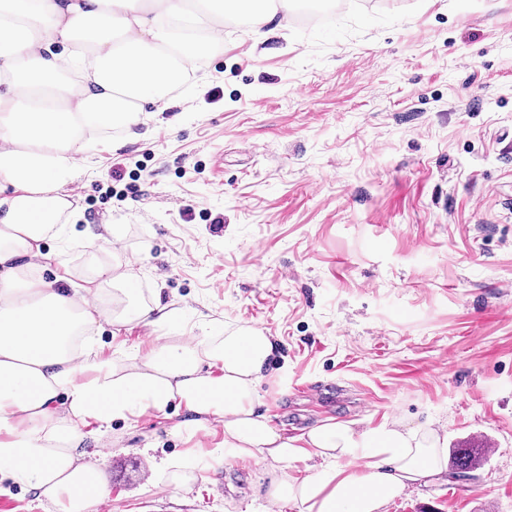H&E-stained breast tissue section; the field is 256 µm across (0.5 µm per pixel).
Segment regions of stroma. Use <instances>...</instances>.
Returning <instances> with one entry per match:
<instances>
[{
	"mask_svg": "<svg viewBox=\"0 0 512 512\" xmlns=\"http://www.w3.org/2000/svg\"><path fill=\"white\" fill-rule=\"evenodd\" d=\"M338 2L313 27L225 29L182 107L97 145L69 187L75 235L43 249L76 285L134 268L142 303L186 311L161 335L273 336L259 394L287 434L400 417L486 447L386 512H512V0ZM157 332L104 333L100 353ZM185 416L113 422L110 512H300L230 457L159 484ZM485 452L486 448H467L464 451L458 452L453 458L452 469L456 470L455 473L458 474V477L464 476L461 474H465L475 468Z\"/></svg>",
	"mask_w": 512,
	"mask_h": 512,
	"instance_id": "stroma-1",
	"label": "stroma"
}]
</instances>
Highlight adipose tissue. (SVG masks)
<instances>
[{
  "instance_id": "adipose-tissue-1",
  "label": "adipose tissue",
  "mask_w": 512,
  "mask_h": 512,
  "mask_svg": "<svg viewBox=\"0 0 512 512\" xmlns=\"http://www.w3.org/2000/svg\"><path fill=\"white\" fill-rule=\"evenodd\" d=\"M261 0H0V494L19 485L54 512H94L103 470L86 449L116 420L170 404L190 442L221 423L233 457L274 469L318 459L307 476L273 479L271 498L303 512H386L409 486L448 467L432 428L395 421H328L288 436L257 411V386L275 352L248 327L184 342H148L132 361L99 355L104 327L160 326L182 312L106 288L132 271L97 265L80 288L69 268L44 276L43 242L73 232L70 184L87 152L118 135L138 138L144 113L179 105L203 64L224 51L228 12L251 26L273 20Z\"/></svg>"
}]
</instances>
